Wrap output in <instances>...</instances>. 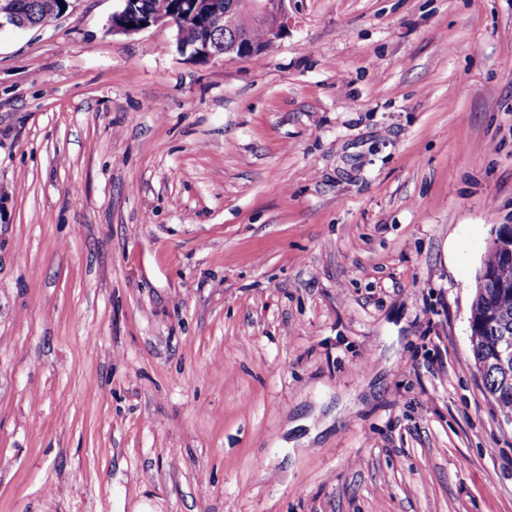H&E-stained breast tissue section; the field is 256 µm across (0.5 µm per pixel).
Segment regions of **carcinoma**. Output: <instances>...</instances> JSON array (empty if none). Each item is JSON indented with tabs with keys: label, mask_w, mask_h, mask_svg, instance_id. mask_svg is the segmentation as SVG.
Instances as JSON below:
<instances>
[{
	"label": "carcinoma",
	"mask_w": 512,
	"mask_h": 512,
	"mask_svg": "<svg viewBox=\"0 0 512 512\" xmlns=\"http://www.w3.org/2000/svg\"><path fill=\"white\" fill-rule=\"evenodd\" d=\"M177 0H135L134 12L168 14ZM18 13L31 27H38L59 16L61 0H16ZM503 247L489 250L483 266L495 278L476 279L471 305V350L476 365L484 366L482 374L487 398L502 412H512V367L504 369L496 361L499 342L512 338V263L504 261Z\"/></svg>",
	"instance_id": "obj_1"
}]
</instances>
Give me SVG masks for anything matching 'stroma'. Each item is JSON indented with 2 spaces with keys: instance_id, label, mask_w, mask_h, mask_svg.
I'll list each match as a JSON object with an SVG mask.
<instances>
[{
  "instance_id": "stroma-1",
  "label": "stroma",
  "mask_w": 512,
  "mask_h": 512,
  "mask_svg": "<svg viewBox=\"0 0 512 512\" xmlns=\"http://www.w3.org/2000/svg\"><path fill=\"white\" fill-rule=\"evenodd\" d=\"M121 8L0 29V512H512V0H289L205 63ZM502 248H490L483 266L495 279L484 280L485 268L476 278L471 305V350L475 365L484 366L482 374L487 398L503 413L512 412V367L505 370L496 361V350L504 337L512 338V263L504 261V248L510 250L511 236ZM502 284H507L503 288Z\"/></svg>"
}]
</instances>
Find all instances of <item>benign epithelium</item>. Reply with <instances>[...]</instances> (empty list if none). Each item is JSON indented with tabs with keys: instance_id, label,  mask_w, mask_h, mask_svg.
Returning a JSON list of instances; mask_svg holds the SVG:
<instances>
[{
	"instance_id": "obj_1",
	"label": "benign epithelium",
	"mask_w": 512,
	"mask_h": 512,
	"mask_svg": "<svg viewBox=\"0 0 512 512\" xmlns=\"http://www.w3.org/2000/svg\"><path fill=\"white\" fill-rule=\"evenodd\" d=\"M123 7L112 16V31L126 34L136 33L153 26H167L176 31L177 42H182L181 26L188 17L197 22L214 15L224 14V30L231 35L224 37L220 47H215L209 37L199 40L194 56L206 61L220 58H245L249 55L263 56L282 39L288 30V0H253L251 20H245L237 8V0H182L183 15H146L135 26H130V0H122ZM258 23L263 32L262 40L253 42L251 28ZM9 24L20 25L14 0H0V28Z\"/></svg>"
}]
</instances>
